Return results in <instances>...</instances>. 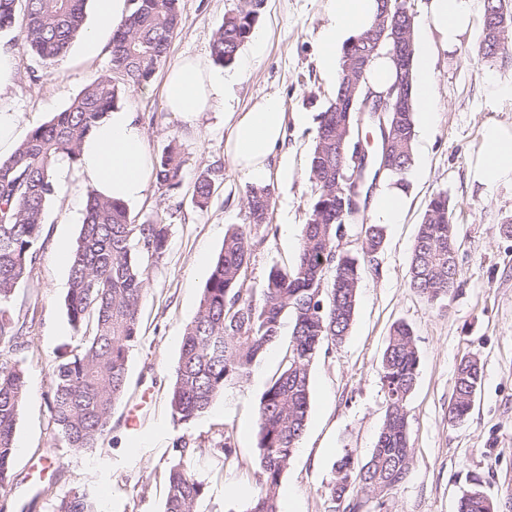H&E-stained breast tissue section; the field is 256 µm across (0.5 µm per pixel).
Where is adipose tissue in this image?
Segmentation results:
<instances>
[{"label":"adipose tissue","mask_w":512,"mask_h":512,"mask_svg":"<svg viewBox=\"0 0 512 512\" xmlns=\"http://www.w3.org/2000/svg\"><path fill=\"white\" fill-rule=\"evenodd\" d=\"M474 0H430L428 23L442 44L455 43L472 24ZM331 20L320 35L319 63L323 71L335 73L336 48L360 36L373 24L377 0H327ZM15 79L11 54L0 52V154L12 153L23 137L19 114L8 95ZM235 75L212 68L197 57H185L174 64L163 83L167 111L187 123L196 122L224 101ZM225 152L234 167L256 182L272 172L287 174V162L271 169L270 159L282 144L287 115L273 98L255 101L244 112L230 113ZM80 171L84 185L96 193L124 202L142 197L152 172L143 136L131 113L115 110L101 122L81 147ZM512 172V133L490 129L483 147L480 180L489 183Z\"/></svg>","instance_id":"adipose-tissue-1"}]
</instances>
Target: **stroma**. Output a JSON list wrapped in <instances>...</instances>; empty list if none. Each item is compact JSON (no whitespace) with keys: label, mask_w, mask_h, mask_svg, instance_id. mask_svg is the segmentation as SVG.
Returning a JSON list of instances; mask_svg holds the SVG:
<instances>
[{"label":"stroma","mask_w":512,"mask_h":512,"mask_svg":"<svg viewBox=\"0 0 512 512\" xmlns=\"http://www.w3.org/2000/svg\"><path fill=\"white\" fill-rule=\"evenodd\" d=\"M429 0H402L414 20L416 51L434 59L432 127L414 139V162L405 175L409 207L402 223L385 227L384 242L362 260L358 303L348 336L318 355L311 367L308 428L280 489L296 512H328L332 465L343 454L356 461L371 453L381 430L385 394L379 362L391 327L402 321L415 334L419 374L408 401L407 429L413 464L406 480L385 497L387 512H456L459 497L473 488L497 502L512 495V175L492 185L477 173L489 127L512 132V52L486 58L479 51L481 22L473 20L458 44L442 48L428 28ZM238 0H180L181 23L168 63L185 56L210 58L215 32ZM325 0H265L257 29L265 42L237 74L225 107L188 125L167 112L164 71L150 83L128 89L119 109L133 113L149 158L177 138L185 160L183 182L169 191L149 181L143 197L128 205L135 222L155 217L169 226V246L148 271L141 306V337L128 358V387L112 411L97 448L75 451L56 440L49 409L50 376L61 352L74 350L80 335L64 306L69 270L56 259L59 244L74 247L83 222L87 189L78 165L58 170L45 216L44 248L35 270L17 288L14 308L30 327L25 344L0 352L18 364L27 385L16 429L18 452L0 512H55L59 495L84 490L107 500V512H163L167 471L179 460L204 480L198 512H245L256 483V413L277 368L270 351L250 376L227 386L209 412L184 427L174 423L169 393L175 380L180 339L195 318L206 270L225 233L249 226V179L224 153L228 115L256 99H279L289 123L278 154L288 157V178L271 177L273 204L266 224L250 228L245 285L259 287L275 265L291 263L300 248L313 186L309 157L321 112L332 103L337 78L318 67ZM110 53L85 54L74 40L68 56L52 68L17 53L10 95L24 131L66 109L88 82L109 70ZM309 121L298 125L297 115ZM212 171L215 191L207 209L192 202L198 174ZM446 193L457 224L458 286L451 297L427 302L408 286L412 247L428 198ZM467 356L483 366L481 387L469 417L448 420L456 368ZM150 406L148 435L132 446L126 430L131 406ZM231 436L235 452L219 444ZM53 459L42 467V459ZM54 494H45V487Z\"/></svg>","instance_id":"1"}]
</instances>
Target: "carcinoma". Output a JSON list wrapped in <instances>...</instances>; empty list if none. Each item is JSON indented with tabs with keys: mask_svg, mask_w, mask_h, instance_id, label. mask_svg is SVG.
Wrapping results in <instances>:
<instances>
[{
	"mask_svg": "<svg viewBox=\"0 0 512 512\" xmlns=\"http://www.w3.org/2000/svg\"><path fill=\"white\" fill-rule=\"evenodd\" d=\"M264 0H239L215 32L212 57L232 63L255 29ZM87 0H0V33L14 36L3 50L27 52L51 67L68 54L82 34ZM127 14L113 27L111 68L122 73L116 82L102 74L89 82L74 101L49 121L33 128L12 154L0 158V348L14 350L28 334L26 321L15 315L13 298L29 277L43 249L45 208L55 192L54 166L60 156L76 163L83 141L115 109L122 90L149 83L169 54L180 23L179 0H129ZM376 58L388 52L363 37L343 48L341 69L359 51ZM512 50V24L496 41L481 48L486 58ZM389 137L376 131L372 152L389 154L392 163L377 164L365 179H397L413 163L415 113L391 114ZM355 125L333 107L322 113L310 159L315 186L310 215L302 228L300 249L291 265L273 267L258 288L244 287L248 264L247 230L234 227L208 270L199 310L181 337L175 381L169 395L173 420L187 426L210 409L224 387L248 376L251 368L277 344L284 320L291 339L257 409V492L246 512H281L280 486L309 420L311 366L321 352L348 335L358 302L362 267L358 257L338 250L343 225L355 215L339 216L336 184L347 159L336 152V140L354 139ZM184 159L176 140L162 149L154 178L166 190L179 188ZM214 177L202 172L193 185L192 202L208 206ZM272 203L268 185L247 191L250 223H266ZM450 204L442 192L427 203L414 240L409 287L430 302L441 301L457 288L456 224L448 223ZM168 225L160 218L131 221L128 205L88 192L85 217L71 254L65 307L70 322L83 330L81 351L62 359L50 377V412L60 442L76 451L97 447L114 406L127 390L129 353L140 338V311L148 270L162 259ZM384 226L361 221L360 250L368 255L383 243ZM419 356L413 329L396 323L379 364L386 410L370 457L358 463L343 455L334 468L331 512H364L379 489H392L407 477L409 453L407 404L418 378ZM483 368L476 357L460 361L448 420L468 418L470 389L481 384ZM26 399L23 373L0 362V493L12 477L17 421ZM205 483L182 462L169 467L164 512H196ZM378 496V495H376ZM378 512L384 495L376 499ZM56 512H100L89 494L61 497ZM457 512H490L488 499L463 494Z\"/></svg>",
	"mask_w": 512,
	"mask_h": 512,
	"instance_id": "carcinoma-1",
	"label": "carcinoma"
}]
</instances>
